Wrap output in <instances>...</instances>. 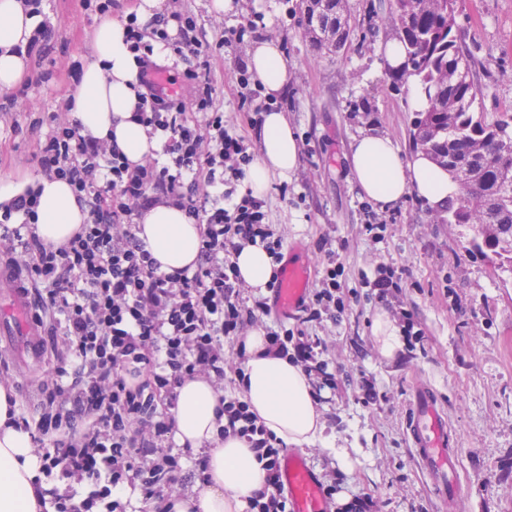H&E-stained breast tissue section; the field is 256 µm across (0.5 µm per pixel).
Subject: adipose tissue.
Segmentation results:
<instances>
[{"instance_id":"adipose-tissue-1","label":"adipose tissue","mask_w":512,"mask_h":512,"mask_svg":"<svg viewBox=\"0 0 512 512\" xmlns=\"http://www.w3.org/2000/svg\"><path fill=\"white\" fill-rule=\"evenodd\" d=\"M35 28L36 21L26 15L21 0H0L1 89L15 87L27 75L29 62L19 49L28 44ZM91 48L94 59L82 70L71 116L81 133L116 142L130 162L140 163L158 144L133 119L138 68L125 41L124 25L112 19L100 22L91 33ZM248 69L270 99L281 95L290 82L281 47L272 40L255 41ZM260 143V152L247 171L248 183L259 198L274 179L290 177L301 163L297 136L283 112L264 113ZM350 165L362 196L383 207L415 194L439 210L460 193L448 171L425 153L401 155L385 134L356 138ZM26 184L40 191L37 234L48 243H65L85 223L84 205L65 181L31 176ZM137 235L165 273L193 265L198 258L200 227L181 208L152 207L142 216ZM236 266L248 286L265 292L273 264L261 245L245 246ZM245 345L242 390L253 411L286 445H314L325 424L306 373L268 353L262 331L251 330ZM11 395L10 389L0 385V512H43V492L51 484L41 472L30 432L8 421ZM220 397L204 378L185 380L178 390L175 440L207 455L209 479L192 496H171L164 512H244L248 497L265 483L264 465L243 439L218 438Z\"/></svg>"}]
</instances>
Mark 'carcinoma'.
<instances>
[{
  "instance_id": "carcinoma-1",
  "label": "carcinoma",
  "mask_w": 512,
  "mask_h": 512,
  "mask_svg": "<svg viewBox=\"0 0 512 512\" xmlns=\"http://www.w3.org/2000/svg\"><path fill=\"white\" fill-rule=\"evenodd\" d=\"M389 0L396 37L405 65L393 74L390 89L401 91L412 77L421 88L425 106L414 111L410 140L459 183L462 194L450 202L440 219L453 224L467 214L478 225L473 248H488L500 267L512 272V107L493 122L481 108L485 87L474 55L456 23L458 0ZM302 25L310 46L335 53L354 37L356 29L348 0H306ZM362 42L377 37L375 11L363 18Z\"/></svg>"
}]
</instances>
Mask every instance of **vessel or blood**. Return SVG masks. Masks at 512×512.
Returning <instances> with one entry per match:
<instances>
[{"mask_svg":"<svg viewBox=\"0 0 512 512\" xmlns=\"http://www.w3.org/2000/svg\"><path fill=\"white\" fill-rule=\"evenodd\" d=\"M311 286L307 260L290 256L272 290V306L277 315L286 319L294 318ZM24 305V295L17 292L11 294L6 312L0 314V331L19 336L33 335L32 325L21 316ZM406 431L419 464L431 477L440 498L459 495L457 455L448 417L429 392L421 390L415 394L408 412ZM278 471L288 496L289 512H329L328 498L321 480L302 451L288 449L279 460Z\"/></svg>","mask_w":512,"mask_h":512,"instance_id":"b4317fda","label":"vessel or blood"}]
</instances>
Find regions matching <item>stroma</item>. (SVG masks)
<instances>
[{
  "mask_svg": "<svg viewBox=\"0 0 512 512\" xmlns=\"http://www.w3.org/2000/svg\"><path fill=\"white\" fill-rule=\"evenodd\" d=\"M209 3L164 0V9L193 14L200 37L212 43L254 12L265 16L254 36L211 59L227 130L244 127L237 65L247 61L255 37L286 47L291 81L281 109L298 133L301 163L289 179L273 180L264 197L268 219L285 247H299L312 270L322 267L317 243L323 238L345 266L348 311L339 323L308 328L326 340L336 376L335 390L318 406L326 439L306 449L322 484L336 488L329 512H344V504L355 500L366 502L369 512H512V273L500 269L492 251H473V225L439 222L414 196L378 210L386 226L382 240L361 233L365 200L349 161L355 137L372 129L388 134L402 154L413 151L409 127L417 85L407 80L397 94L388 87L383 49L395 37L392 27L381 25L373 51L350 46L324 54L309 46L300 0H231L221 14L209 12ZM44 10L54 28L51 51L11 90L16 103L0 122V181L39 174L34 153L45 130L36 121L63 111L92 59L89 36L98 15L85 11L81 0H47ZM456 22L485 65L483 110L495 120L512 104V0H459ZM367 93L376 111H347L348 101ZM381 263L393 266L403 285L385 304L360 284L362 273ZM403 309L414 314L420 345L385 357L373 323L381 314L398 321ZM34 344L26 336L0 335V372L28 408L37 402L48 367L46 353L31 354ZM365 380L374 385L376 402L365 401ZM422 389L448 413L462 490L456 502L436 495L406 434L409 402Z\"/></svg>",
  "mask_w": 512,
  "mask_h": 512,
  "instance_id": "35a3bbf8",
  "label": "stroma"
}]
</instances>
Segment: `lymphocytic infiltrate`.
<instances>
[{"mask_svg": "<svg viewBox=\"0 0 512 512\" xmlns=\"http://www.w3.org/2000/svg\"><path fill=\"white\" fill-rule=\"evenodd\" d=\"M125 28L139 64L134 118L159 140L158 155L131 164L116 146L81 134L67 113L50 112L41 119L47 133L36 159L44 176L72 187L86 223L54 246L33 229L34 193L0 204V255L21 274L58 361L43 383L37 416L17 418L54 483L43 512H128L134 494L164 501L182 472L204 480L206 457L175 447L177 390L197 377L223 389L225 341L245 359L247 331L264 326L271 313L267 298L248 297L234 256L259 242L273 263L282 261V235L269 224L263 200L241 185L254 155L224 126L210 78L214 47L200 38L195 18L175 10L146 31L131 13ZM159 44L185 61L191 99L155 81ZM160 203L199 224L195 266L164 273L139 239L138 219ZM344 283L345 267L328 251L302 304L304 322L339 321L349 308ZM265 328L268 350L308 374L314 397L335 389L323 339L283 322ZM223 414L220 434L243 438L268 471L246 512H288L278 473L285 445L258 423L245 397H225Z\"/></svg>", "mask_w": 512, "mask_h": 512, "instance_id": "obj_1", "label": "lymphocytic infiltrate"}]
</instances>
